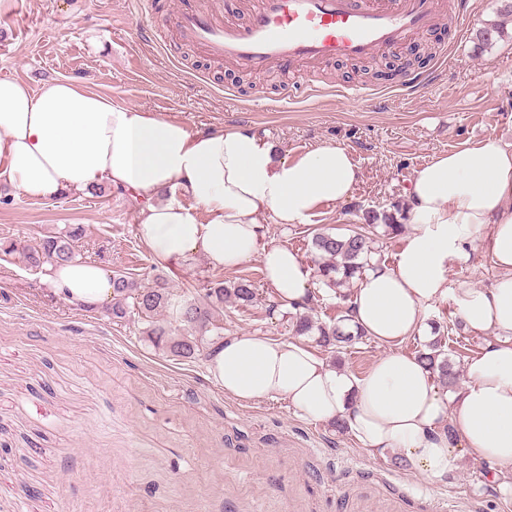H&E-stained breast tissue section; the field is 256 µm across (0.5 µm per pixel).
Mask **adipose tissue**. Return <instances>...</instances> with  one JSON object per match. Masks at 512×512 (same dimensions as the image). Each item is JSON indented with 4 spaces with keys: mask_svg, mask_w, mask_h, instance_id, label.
I'll return each mask as SVG.
<instances>
[{
    "mask_svg": "<svg viewBox=\"0 0 512 512\" xmlns=\"http://www.w3.org/2000/svg\"><path fill=\"white\" fill-rule=\"evenodd\" d=\"M358 180L338 145L291 161L247 130L197 131L70 81L36 93L0 79V184L39 198L126 190L158 264L201 255L231 269L258 258L267 287L292 312L310 299L312 270L264 233V219L307 223L321 204L347 200ZM407 195L410 226L393 262L373 263L349 290L352 324L388 349L365 376L326 363L303 341L244 332L209 349L207 370L238 400L280 399L312 419L343 422L367 451L397 452L430 482L447 483L464 452L488 463L496 481L512 472V145L491 136L437 156L415 172ZM479 249L505 276L464 289L460 317L489 340L466 362L462 386L442 389L395 347L447 299L450 262L468 263ZM48 278L68 303L94 310L112 300L98 265L54 266Z\"/></svg>",
    "mask_w": 512,
    "mask_h": 512,
    "instance_id": "1",
    "label": "adipose tissue"
}]
</instances>
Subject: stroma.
I'll return each instance as SVG.
<instances>
[{
	"label": "stroma",
	"mask_w": 512,
	"mask_h": 512,
	"mask_svg": "<svg viewBox=\"0 0 512 512\" xmlns=\"http://www.w3.org/2000/svg\"><path fill=\"white\" fill-rule=\"evenodd\" d=\"M253 2L15 0L0 14V79L36 92L70 80L194 129H247L291 160L323 144L345 147L360 172L349 199L285 232L267 226L306 262L315 229L342 232L366 211L406 201L414 172L436 155L490 135L512 144V16L500 14L498 0H476L464 36L444 23L397 54L319 65V96L298 101L293 69L272 68L247 85L244 69L177 39L179 8L242 24ZM488 23L503 35L484 47L475 33ZM430 47L447 50V68L419 98L403 97L386 72ZM347 84L363 86L366 97L342 96ZM73 224L91 231L77 243L81 259L164 276L189 298L199 280L249 277L256 298L225 305V335L294 337L258 259L228 270L201 256L161 266L141 239L130 193L19 200L0 185V238L17 246L0 253V512H512V477L491 482L470 456L448 483H432L286 402L225 395L204 359L175 361L146 342L137 316L118 321L58 298L21 249ZM503 276L480 250L451 264L448 298L430 307L427 323H457L462 289ZM305 342L358 377L386 352L367 338L340 354L315 337Z\"/></svg>",
	"instance_id": "obj_1"
}]
</instances>
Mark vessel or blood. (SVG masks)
Returning a JSON list of instances; mask_svg holds the SVG:
<instances>
[{
	"label": "vessel or blood",
	"mask_w": 512,
	"mask_h": 512,
	"mask_svg": "<svg viewBox=\"0 0 512 512\" xmlns=\"http://www.w3.org/2000/svg\"><path fill=\"white\" fill-rule=\"evenodd\" d=\"M445 0H257L247 25L184 12L182 41L254 74L385 54L436 29Z\"/></svg>",
	"instance_id": "1"
}]
</instances>
